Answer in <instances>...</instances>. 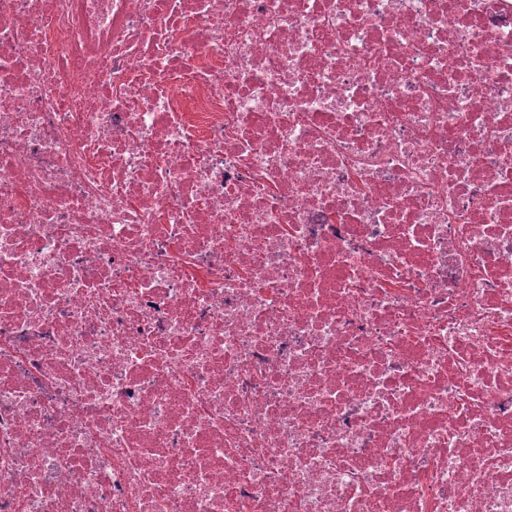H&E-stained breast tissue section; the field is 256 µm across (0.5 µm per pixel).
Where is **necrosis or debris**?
I'll list each match as a JSON object with an SVG mask.
<instances>
[{"label": "necrosis or debris", "mask_w": 512, "mask_h": 512, "mask_svg": "<svg viewBox=\"0 0 512 512\" xmlns=\"http://www.w3.org/2000/svg\"><path fill=\"white\" fill-rule=\"evenodd\" d=\"M0 512H512V0H0Z\"/></svg>", "instance_id": "necrosis-or-debris-1"}]
</instances>
